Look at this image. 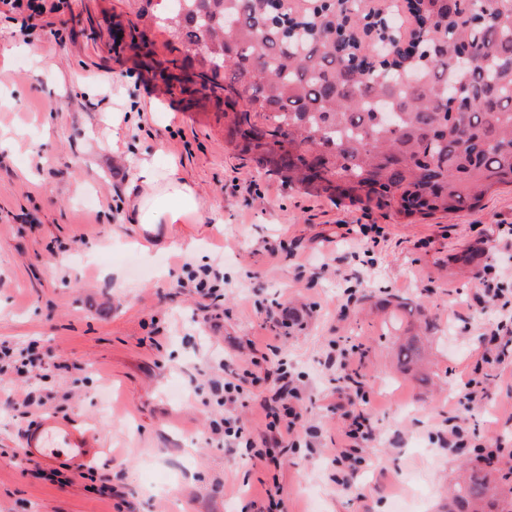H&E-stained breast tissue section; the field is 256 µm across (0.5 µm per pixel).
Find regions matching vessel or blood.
<instances>
[{
  "mask_svg": "<svg viewBox=\"0 0 512 512\" xmlns=\"http://www.w3.org/2000/svg\"><path fill=\"white\" fill-rule=\"evenodd\" d=\"M21 446L29 456L44 462L84 464L100 453L102 442L83 425L50 416L26 430Z\"/></svg>",
  "mask_w": 512,
  "mask_h": 512,
  "instance_id": "1",
  "label": "vessel or blood"
}]
</instances>
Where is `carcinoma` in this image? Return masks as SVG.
Returning <instances> with one entry per match:
<instances>
[{
	"label": "carcinoma",
	"instance_id": "1",
	"mask_svg": "<svg viewBox=\"0 0 512 512\" xmlns=\"http://www.w3.org/2000/svg\"><path fill=\"white\" fill-rule=\"evenodd\" d=\"M409 49L394 43L399 5L363 0H179L162 27L194 48L199 90L224 74V117L245 151L275 156L300 183L374 201L411 219L475 209L512 186V0H405ZM469 100L453 110L450 82ZM414 339L400 345L409 369ZM496 467L465 470L446 512H512Z\"/></svg>",
	"mask_w": 512,
	"mask_h": 512
}]
</instances>
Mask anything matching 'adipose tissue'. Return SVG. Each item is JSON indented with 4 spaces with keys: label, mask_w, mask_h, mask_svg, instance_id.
I'll return each mask as SVG.
<instances>
[{
    "label": "adipose tissue",
    "mask_w": 512,
    "mask_h": 512,
    "mask_svg": "<svg viewBox=\"0 0 512 512\" xmlns=\"http://www.w3.org/2000/svg\"><path fill=\"white\" fill-rule=\"evenodd\" d=\"M124 221L143 244L165 239L172 248L194 255L197 240L191 227L205 223L206 204L180 174L178 161L158 165L141 158L128 181Z\"/></svg>",
    "instance_id": "ef3b65f1"
}]
</instances>
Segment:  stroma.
I'll use <instances>...</instances> for the list:
<instances>
[{
    "label": "stroma",
    "mask_w": 512,
    "mask_h": 512,
    "mask_svg": "<svg viewBox=\"0 0 512 512\" xmlns=\"http://www.w3.org/2000/svg\"><path fill=\"white\" fill-rule=\"evenodd\" d=\"M32 33L0 20V340L37 344L57 366L36 380L0 374V512H442L472 455L452 454L455 415L480 441L512 448V364L481 365L499 305L476 304L480 268L512 275V187L480 207L407 220L288 181L250 159L224 105L172 80L186 47L140 14L146 0H63ZM130 112L120 131L112 110ZM175 157L221 228L194 225L199 253H143L124 224V188L141 154ZM485 245L480 268L448 259ZM224 279L215 302L181 287L187 267ZM422 337L425 377L396 363V334ZM276 346L301 380L300 429L313 447L252 461L214 431L236 420L276 447L260 410ZM364 383L372 429L347 485L334 460L351 421L328 352ZM260 358L242 402L218 406L220 364ZM484 397L469 399L473 370ZM43 405L21 412L18 393ZM55 415L96 430L92 463L19 458L23 430Z\"/></svg>",
    "instance_id": "obj_1"
}]
</instances>
